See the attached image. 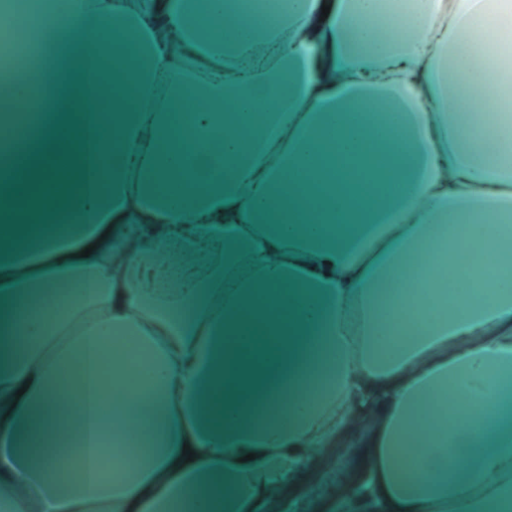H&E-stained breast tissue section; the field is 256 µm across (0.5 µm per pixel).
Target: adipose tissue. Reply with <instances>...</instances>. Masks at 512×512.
<instances>
[{
	"mask_svg": "<svg viewBox=\"0 0 512 512\" xmlns=\"http://www.w3.org/2000/svg\"><path fill=\"white\" fill-rule=\"evenodd\" d=\"M40 9L69 104L0 162V512H263L358 422L370 512H512V0Z\"/></svg>",
	"mask_w": 512,
	"mask_h": 512,
	"instance_id": "obj_1",
	"label": "adipose tissue"
}]
</instances>
